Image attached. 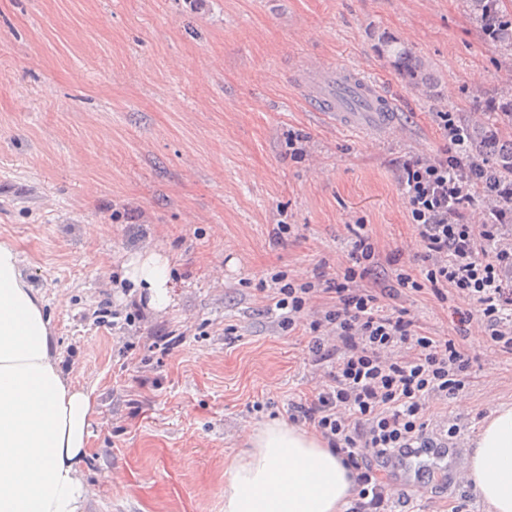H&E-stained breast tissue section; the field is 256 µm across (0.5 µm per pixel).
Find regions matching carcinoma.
<instances>
[{
    "mask_svg": "<svg viewBox=\"0 0 512 512\" xmlns=\"http://www.w3.org/2000/svg\"><path fill=\"white\" fill-rule=\"evenodd\" d=\"M472 19L479 25L487 42L512 51V10L506 0H467ZM382 51L392 58L395 70L414 85L429 88L432 75L412 51L392 42ZM486 111L492 117L462 129L466 145L489 159L490 174L500 180L512 178V136H504L497 116L512 117V91L491 101Z\"/></svg>",
    "mask_w": 512,
    "mask_h": 512,
    "instance_id": "1",
    "label": "carcinoma"
}]
</instances>
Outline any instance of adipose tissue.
<instances>
[{
    "label": "adipose tissue",
    "mask_w": 512,
    "mask_h": 512,
    "mask_svg": "<svg viewBox=\"0 0 512 512\" xmlns=\"http://www.w3.org/2000/svg\"><path fill=\"white\" fill-rule=\"evenodd\" d=\"M21 263L16 248L0 241V512H82L96 396L62 375L42 296ZM129 275L147 285L154 308L168 304L167 259L133 260ZM468 478L491 512H512L511 405L484 419ZM353 487L320 437L273 421L225 469L224 512H344Z\"/></svg>",
    "instance_id": "1"
}]
</instances>
